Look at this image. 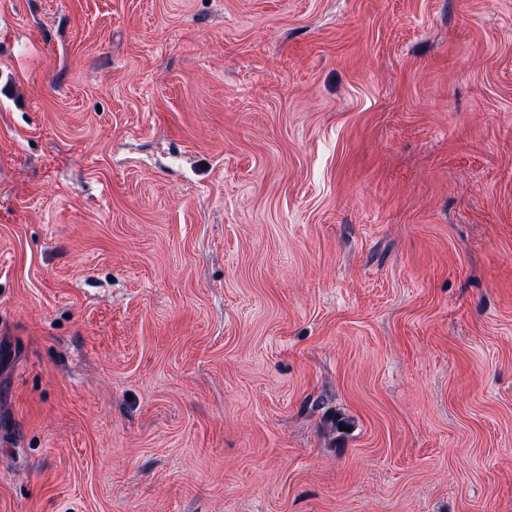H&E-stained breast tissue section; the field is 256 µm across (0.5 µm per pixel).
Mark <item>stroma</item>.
Here are the masks:
<instances>
[{"label": "stroma", "mask_w": 512, "mask_h": 512, "mask_svg": "<svg viewBox=\"0 0 512 512\" xmlns=\"http://www.w3.org/2000/svg\"><path fill=\"white\" fill-rule=\"evenodd\" d=\"M0 512H512V0H0Z\"/></svg>", "instance_id": "obj_1"}]
</instances>
